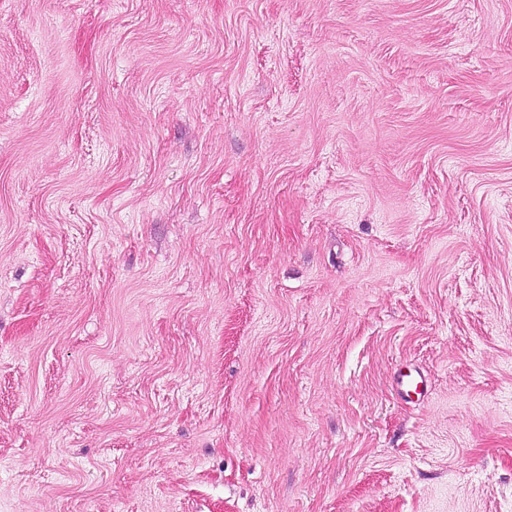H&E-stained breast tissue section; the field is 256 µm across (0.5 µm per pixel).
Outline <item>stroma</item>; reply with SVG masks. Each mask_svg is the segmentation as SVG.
Wrapping results in <instances>:
<instances>
[{
  "instance_id": "1",
  "label": "stroma",
  "mask_w": 512,
  "mask_h": 512,
  "mask_svg": "<svg viewBox=\"0 0 512 512\" xmlns=\"http://www.w3.org/2000/svg\"><path fill=\"white\" fill-rule=\"evenodd\" d=\"M0 512H512V0H0ZM426 388L424 379L419 373L399 372L397 377V393L400 398H410L411 394L422 395V390Z\"/></svg>"
}]
</instances>
